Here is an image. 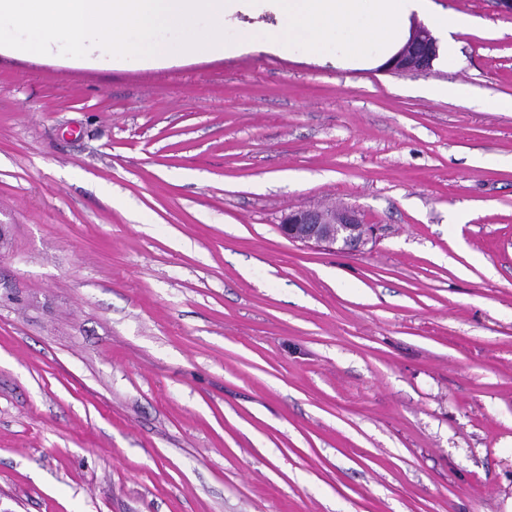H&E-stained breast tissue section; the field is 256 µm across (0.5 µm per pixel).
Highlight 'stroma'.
Wrapping results in <instances>:
<instances>
[{"mask_svg":"<svg viewBox=\"0 0 512 512\" xmlns=\"http://www.w3.org/2000/svg\"><path fill=\"white\" fill-rule=\"evenodd\" d=\"M448 12L420 74L270 13L227 57L0 52V512H507L512 14ZM332 205L373 240L279 233ZM279 230L288 240L342 251L360 249L373 234L349 207L291 210L281 218Z\"/></svg>","mask_w":512,"mask_h":512,"instance_id":"stroma-1","label":"stroma"}]
</instances>
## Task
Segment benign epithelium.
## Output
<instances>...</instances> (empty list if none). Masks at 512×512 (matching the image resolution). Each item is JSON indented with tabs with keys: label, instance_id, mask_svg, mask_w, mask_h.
Returning <instances> with one entry per match:
<instances>
[{
	"label": "benign epithelium",
	"instance_id": "7a95c632",
	"mask_svg": "<svg viewBox=\"0 0 512 512\" xmlns=\"http://www.w3.org/2000/svg\"><path fill=\"white\" fill-rule=\"evenodd\" d=\"M438 51L436 38L426 27L418 25L383 69L404 74L427 73L432 70ZM279 230L291 241L342 251L360 249L373 234L372 227L349 207L291 210L281 218Z\"/></svg>",
	"mask_w": 512,
	"mask_h": 512
}]
</instances>
